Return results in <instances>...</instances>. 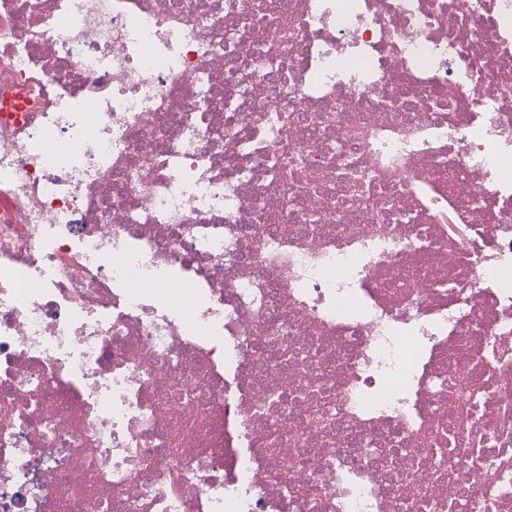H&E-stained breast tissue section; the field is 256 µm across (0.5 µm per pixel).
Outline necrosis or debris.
<instances>
[{
	"mask_svg": "<svg viewBox=\"0 0 512 512\" xmlns=\"http://www.w3.org/2000/svg\"><path fill=\"white\" fill-rule=\"evenodd\" d=\"M420 488L512 512V0H0V512ZM411 191L421 206L426 209L438 211L445 207L448 209L451 207V202L445 195L442 185L434 179L424 177L416 180ZM291 256V250L288 241L277 242L274 244L265 241L264 233H257L253 253L251 255L252 263L261 267L285 266Z\"/></svg>",
	"mask_w": 512,
	"mask_h": 512,
	"instance_id": "obj_1",
	"label": "necrosis or debris"
}]
</instances>
